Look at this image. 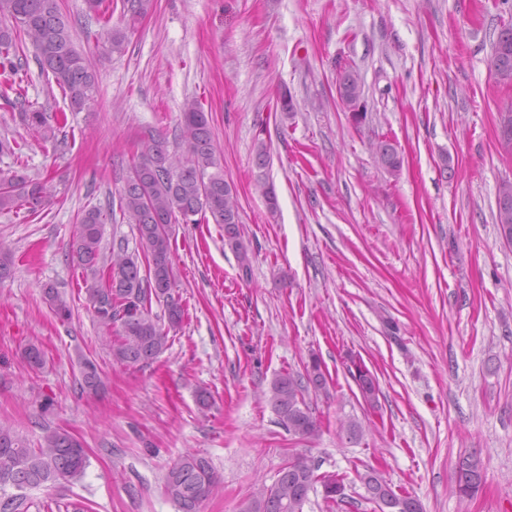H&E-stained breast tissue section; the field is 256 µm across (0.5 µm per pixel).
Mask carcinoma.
<instances>
[{
	"label": "carcinoma",
	"instance_id": "carcinoma-1",
	"mask_svg": "<svg viewBox=\"0 0 512 512\" xmlns=\"http://www.w3.org/2000/svg\"><path fill=\"white\" fill-rule=\"evenodd\" d=\"M150 0H122L123 14L134 21L147 10ZM96 22L103 24L100 39L107 53L125 50V31L109 26L106 17L112 5L104 0H88ZM0 94L14 93L16 103H22L25 88L19 79L22 64L17 55L16 40L26 36L35 48V58L45 76L53 78L68 101L72 112H81L96 102L98 76L91 64L77 50L76 33L62 12L60 0H0ZM491 65L503 82L512 81V26L503 28L493 45ZM339 96L354 124L367 118L363 91L358 78L349 70L339 76ZM22 121L37 133L49 126L47 113L27 105L21 108ZM183 154L176 156L168 149L161 134L148 129L141 138V152L133 163L118 208L135 224L138 254L124 246L112 252L107 278L94 276L105 263L101 241L105 215L98 207L84 212L71 246L76 266L93 273L84 280L86 301L98 322L106 329L118 328L112 345V356L128 365L148 364L167 347L168 330L178 327L184 309L172 297L173 270L169 226L197 224L196 216H211L213 223L224 226V244L239 255V276L249 280L251 268L247 249L240 239V213L235 185L224 178V165L214 146V131L208 116L197 101L184 104L180 120ZM378 163L395 175L402 166L396 147L387 139L375 144ZM50 195L48 182L14 173L0 183V211L24 209L38 213ZM496 224L500 230L512 232V181L504 180L497 188ZM46 299L52 311L61 319L71 317V307L59 292L48 286ZM166 303L168 328L158 324L152 315V302ZM351 376L366 402L376 399V378L358 362ZM82 381L89 391L96 390L101 377L95 363L83 362ZM322 389L326 377L317 358H311L306 375L281 373L270 384L268 401L278 423L288 432L302 438L312 437L319 424L304 399L308 386ZM87 466L83 444L67 432L47 428L40 446L27 447L6 426H0V501L10 491L38 487H54L81 477ZM319 466L305 456L288 461L271 486L257 488L239 506V512H302L308 493L321 483L325 498L332 501L344 498L343 479L335 475H319ZM371 498L379 503L382 512H422L419 501L410 495H398L378 479L363 477ZM483 476L480 463L474 456L459 460L455 489L461 496L478 492ZM218 483L208 459L187 452L169 469L164 480V493L179 512H199L201 503Z\"/></svg>",
	"mask_w": 512,
	"mask_h": 512
}]
</instances>
